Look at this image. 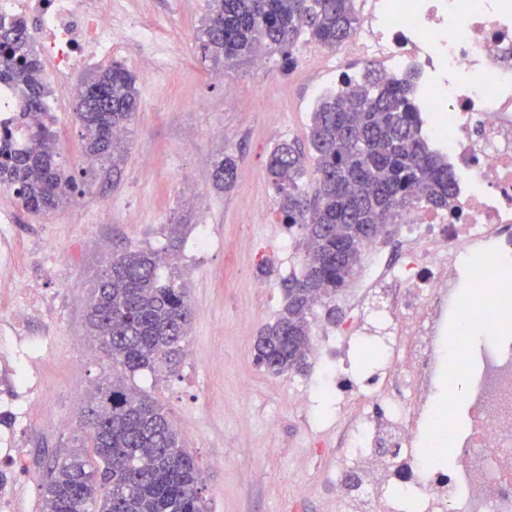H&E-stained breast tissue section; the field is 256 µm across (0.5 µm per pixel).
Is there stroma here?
<instances>
[{"instance_id": "obj_1", "label": "stroma", "mask_w": 512, "mask_h": 512, "mask_svg": "<svg viewBox=\"0 0 512 512\" xmlns=\"http://www.w3.org/2000/svg\"><path fill=\"white\" fill-rule=\"evenodd\" d=\"M208 13V0H112L114 59L140 95L122 162L90 161L75 112H58L56 147L75 178V202L35 214L0 189V212L13 215L12 233L25 248L23 263L0 272V282L23 288L43 269L37 286L52 302L12 330L10 301L0 296V384L16 364V337L47 340L52 351L21 447L0 452V480L12 484L10 512H42L47 467L75 446L90 391L112 375L87 329L88 290L112 253L127 248L165 254L162 277L184 285L194 309L178 366L125 379L178 422L183 446L202 468L210 512H328L330 458L321 438L289 411L287 375L267 373L254 357L260 330L282 306L281 282L302 259L279 250L286 227L273 212L267 161L283 141L308 148L322 76L300 61L282 73L275 53L262 69L251 57L224 65L203 59L198 37ZM133 25L151 28L155 46L126 41ZM228 85L234 96L225 95ZM227 153L239 164L235 186L224 192L214 186L213 165ZM188 191L206 195L207 207L185 205ZM99 198L111 199V212L97 209ZM203 230L211 247L199 252L194 242ZM44 236L57 241L56 260L40 251ZM273 414L279 426L272 432L266 422Z\"/></svg>"}]
</instances>
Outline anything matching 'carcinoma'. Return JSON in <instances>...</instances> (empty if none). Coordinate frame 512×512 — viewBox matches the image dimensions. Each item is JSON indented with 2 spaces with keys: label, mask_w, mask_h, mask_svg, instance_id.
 <instances>
[{
  "label": "carcinoma",
  "mask_w": 512,
  "mask_h": 512,
  "mask_svg": "<svg viewBox=\"0 0 512 512\" xmlns=\"http://www.w3.org/2000/svg\"><path fill=\"white\" fill-rule=\"evenodd\" d=\"M209 2L199 37L203 58L229 62L277 52L285 73L295 66L293 49L303 39L340 46L357 25L353 0ZM41 73L27 22L0 20V79L19 92L20 118L38 144L35 150L22 146L10 128L0 130V186L33 213L58 208L75 189L58 162ZM414 79L385 78L373 67L359 77L344 74L341 90L313 109L311 156L283 141L268 158L277 221L296 233L303 250L299 272L282 282L283 305L255 346L256 363L269 373L303 371L312 343L308 314L346 286L361 256L358 232L389 223L418 197L446 210L457 193L448 161L421 135ZM97 93L105 95L101 109L85 111V97ZM138 105L135 79L121 64L92 73L78 94L85 155L112 158L117 172L121 154L112 133L127 128ZM237 170L236 156L224 155L215 165V185L231 190ZM338 224L347 236L339 263L330 259ZM161 261L154 250L115 253L89 288L87 325L100 351L124 371L170 370L186 350L193 308L185 289L161 283ZM83 414L89 449L75 447L48 467L44 512H209L198 462L162 405L115 378L96 387Z\"/></svg>",
  "instance_id": "cac0c4a2"
}]
</instances>
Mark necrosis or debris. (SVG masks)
I'll return each instance as SVG.
<instances>
[{
    "label": "necrosis or debris",
    "mask_w": 512,
    "mask_h": 512,
    "mask_svg": "<svg viewBox=\"0 0 512 512\" xmlns=\"http://www.w3.org/2000/svg\"><path fill=\"white\" fill-rule=\"evenodd\" d=\"M344 54L385 76L415 74L423 137L458 177L448 210H400L405 251L383 259L354 300L348 326L319 354L353 342L378 365L354 379L349 362L307 380L288 408L323 427L318 384L345 418L332 465L336 512H512V328L459 286L467 259L512 252V0H357ZM40 21L42 62L57 108L83 68L112 60V0H0V19Z\"/></svg>",
    "instance_id": "4bbe7bcc"
}]
</instances>
